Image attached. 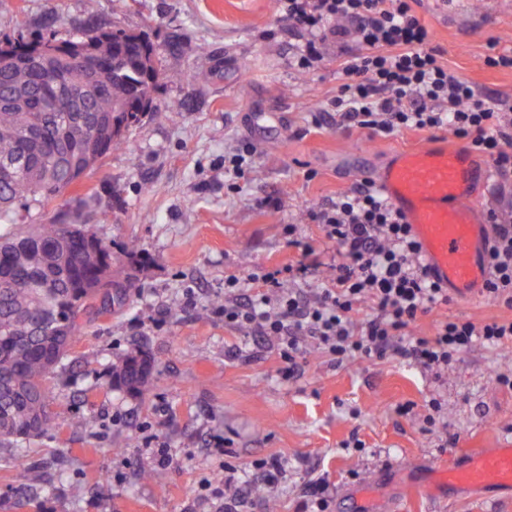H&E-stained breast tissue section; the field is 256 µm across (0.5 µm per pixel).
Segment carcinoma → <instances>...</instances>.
Returning a JSON list of instances; mask_svg holds the SVG:
<instances>
[{"mask_svg":"<svg viewBox=\"0 0 512 512\" xmlns=\"http://www.w3.org/2000/svg\"><path fill=\"white\" fill-rule=\"evenodd\" d=\"M112 48L109 80L112 99L94 104L96 112L44 110L60 85L82 88L81 78H57L38 65L53 48L63 55H93ZM156 48L142 36L121 30L88 28L69 39L43 36L0 42V54L23 58V70H0V95L18 84L32 89L30 112L0 108V161L18 159L37 143L42 161L16 167L0 178V222L18 203L46 207L85 179L108 155L122 149L126 135L153 111L159 73ZM79 203L64 221L31 224L20 232L0 231V445L18 447L52 428L49 381L69 348L98 314L102 294L112 292V243L92 231ZM154 361L139 350L112 368V385L138 397L154 389Z\"/></svg>","mask_w":512,"mask_h":512,"instance_id":"cac0c4a2","label":"carcinoma"}]
</instances>
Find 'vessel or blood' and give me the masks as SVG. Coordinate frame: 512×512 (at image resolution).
Returning a JSON list of instances; mask_svg holds the SVG:
<instances>
[{
  "label": "vessel or blood",
  "mask_w": 512,
  "mask_h": 512,
  "mask_svg": "<svg viewBox=\"0 0 512 512\" xmlns=\"http://www.w3.org/2000/svg\"><path fill=\"white\" fill-rule=\"evenodd\" d=\"M489 177L488 164L445 141L397 151L374 177L410 225L432 278L463 302L479 299L489 276L491 227L470 192ZM466 456L462 464L453 458L439 464L443 484L512 487V448H470Z\"/></svg>",
  "instance_id": "b4317fda"
}]
</instances>
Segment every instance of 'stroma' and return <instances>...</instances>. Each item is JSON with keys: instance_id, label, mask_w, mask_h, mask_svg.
Segmentation results:
<instances>
[{"instance_id": "1", "label": "stroma", "mask_w": 512, "mask_h": 512, "mask_svg": "<svg viewBox=\"0 0 512 512\" xmlns=\"http://www.w3.org/2000/svg\"><path fill=\"white\" fill-rule=\"evenodd\" d=\"M418 13L451 70L512 101V70L484 63L492 50L512 54V0H423ZM88 26L154 44L157 112L67 197H95L107 219L94 231L118 255L140 243L147 261L122 281L125 303L74 339L51 382L54 427L26 444L27 468L0 446V512H268L259 493L228 506L220 491L224 464L272 455L288 465L278 512H299L317 479L333 489L327 512H512V492L436 489L430 477L464 449L512 445V390L494 381L501 350L473 347L439 381L396 357L339 367L311 351L289 381L276 349L225 326L211 305L227 278L298 259L301 241L322 261L307 287L332 277L341 257L308 209L430 133L314 125L340 93L343 56L329 42L314 69H300L305 39L289 35L276 0H0V41ZM247 146L244 177L225 171V157ZM135 348L159 381L143 399L111 385ZM433 397L445 421L433 433L395 411ZM150 448L174 455L162 493L140 478ZM32 468L41 482L29 481Z\"/></svg>"}]
</instances>
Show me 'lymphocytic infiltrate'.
I'll return each instance as SVG.
<instances>
[{
  "mask_svg": "<svg viewBox=\"0 0 512 512\" xmlns=\"http://www.w3.org/2000/svg\"><path fill=\"white\" fill-rule=\"evenodd\" d=\"M419 2L278 0L294 32L308 38L301 68L320 61L318 39L360 46L342 64L345 83L334 103L338 127L373 135L446 130L492 161L503 185L499 208L488 212L493 239L483 295L504 314L480 323L444 317L434 335H411L419 315L448 306L451 297L423 265L400 212L365 177L312 214L342 258L324 287L292 288L280 280L284 273L294 277L319 269L307 244L286 269L262 275L263 291L241 293L235 277L224 282L225 325L276 346L285 377H294L297 356L310 350L340 365L396 355L439 378L476 342L512 346V113L441 62L416 12Z\"/></svg>",
  "mask_w": 512,
  "mask_h": 512,
  "instance_id": "lymphocytic-infiltrate-1",
  "label": "lymphocytic infiltrate"
}]
</instances>
